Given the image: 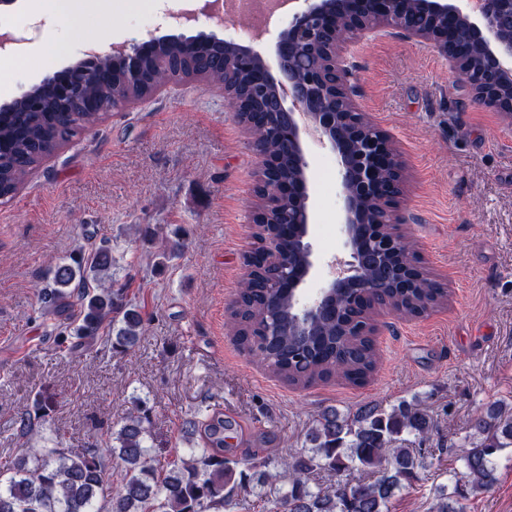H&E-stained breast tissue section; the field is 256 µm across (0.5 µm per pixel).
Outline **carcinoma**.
<instances>
[{
	"label": "carcinoma",
	"mask_w": 512,
	"mask_h": 512,
	"mask_svg": "<svg viewBox=\"0 0 512 512\" xmlns=\"http://www.w3.org/2000/svg\"><path fill=\"white\" fill-rule=\"evenodd\" d=\"M200 63L188 60L178 42L160 46L145 60V80L125 84L112 76V61L98 71L108 79L90 78L73 100L61 104L50 83H40L14 99L12 111L0 117V205L9 203L24 178L59 142L78 138L98 119L79 111L86 100L100 110L119 109L126 100L148 95L156 78L186 80ZM275 250L264 245L266 228L257 227L254 262L230 313L239 345L270 373L293 387H308L333 378L363 385L373 376L378 351L363 332L374 310L368 305L350 325L339 316L322 317L306 334L289 317L288 292L269 287L282 262L299 266L300 241L289 225H279ZM404 262L413 269L406 288H382L400 315L420 317L426 308L448 298L435 288L421 258L405 245ZM45 310L53 316L50 334L57 346L77 359L103 339L114 352L129 354L140 342L145 323L142 308L126 301L124 286L112 277V244L101 240L53 267L52 284L36 287ZM50 404L34 400L17 420L20 435H35ZM150 409L134 404L119 428L82 448L29 444L0 463V512H231L242 506L238 490L247 489L267 512H390L395 498L423 480L432 465L423 448L436 430L418 399L388 407L366 404L354 414L324 410L307 433L308 447L288 457L261 458L249 472L237 473L224 457V411L199 407L184 421L187 453L167 464L153 454ZM468 448L456 457L450 483L439 485L432 512H466L467 495L489 491L500 460L512 449V405L492 402L472 425ZM118 463L112 479V463ZM352 470L368 479L339 481L325 490L311 483L319 471L340 477Z\"/></svg>",
	"instance_id": "obj_1"
}]
</instances>
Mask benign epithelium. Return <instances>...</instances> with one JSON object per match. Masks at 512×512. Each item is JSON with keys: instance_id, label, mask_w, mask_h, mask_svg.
<instances>
[{"instance_id": "1", "label": "benign epithelium", "mask_w": 512, "mask_h": 512, "mask_svg": "<svg viewBox=\"0 0 512 512\" xmlns=\"http://www.w3.org/2000/svg\"><path fill=\"white\" fill-rule=\"evenodd\" d=\"M280 29L274 45L278 75H273L254 43L233 45L225 53L226 40L205 32L195 35L152 36L131 46L116 45L111 52H90L61 70L50 73L58 95L68 97L81 79L104 58L119 68L123 80L134 83L141 77V63L161 42L178 41L189 50L207 49L210 58L228 72L257 68L268 108L249 120L250 103L236 87L219 85L248 135L258 156L254 194L258 199L252 215L255 224H275L283 200H288V223L309 230V162L307 140L313 139L336 155L341 202V231L350 261L339 265L309 302L299 300L300 288L314 266L313 248L305 242L306 265L301 273L284 274L273 287L285 288L293 298L296 322L307 327L327 308L337 307L344 317L353 316L359 299L346 301L336 292L359 288L363 298H374L378 283L363 276L365 256L374 252L400 264L402 239L391 228L402 223L406 170L390 139L368 135L371 121L361 112L349 85L347 55L362 35L399 30L419 43L432 45L448 59L464 86L485 108L512 114V0H474L466 9L460 0H411L412 12L429 20L425 25L404 21L406 0H304ZM466 29L470 41L482 54V66L474 72L465 68V51L458 32ZM316 61L302 65L305 56ZM277 140L293 164L295 176L282 175V157L270 152L267 141Z\"/></svg>"}]
</instances>
